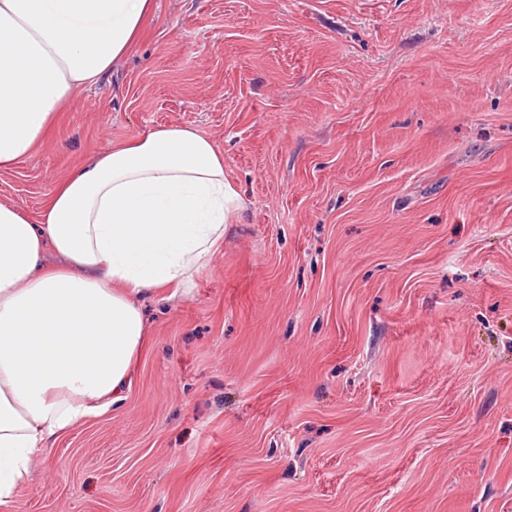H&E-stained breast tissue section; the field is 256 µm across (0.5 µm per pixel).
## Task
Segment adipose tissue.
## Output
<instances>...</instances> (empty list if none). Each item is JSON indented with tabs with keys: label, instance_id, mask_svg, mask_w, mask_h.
<instances>
[{
	"label": "adipose tissue",
	"instance_id": "ef3b65f1",
	"mask_svg": "<svg viewBox=\"0 0 512 512\" xmlns=\"http://www.w3.org/2000/svg\"><path fill=\"white\" fill-rule=\"evenodd\" d=\"M154 0H0V170L135 46ZM244 208L224 154L166 126L75 166L38 219L0 203V512L60 435L123 399L142 294L187 292Z\"/></svg>",
	"mask_w": 512,
	"mask_h": 512
}]
</instances>
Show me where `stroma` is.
<instances>
[{"instance_id": "1", "label": "stroma", "mask_w": 512, "mask_h": 512, "mask_svg": "<svg viewBox=\"0 0 512 512\" xmlns=\"http://www.w3.org/2000/svg\"><path fill=\"white\" fill-rule=\"evenodd\" d=\"M162 125L245 209L12 512H512V0H156L0 202Z\"/></svg>"}]
</instances>
